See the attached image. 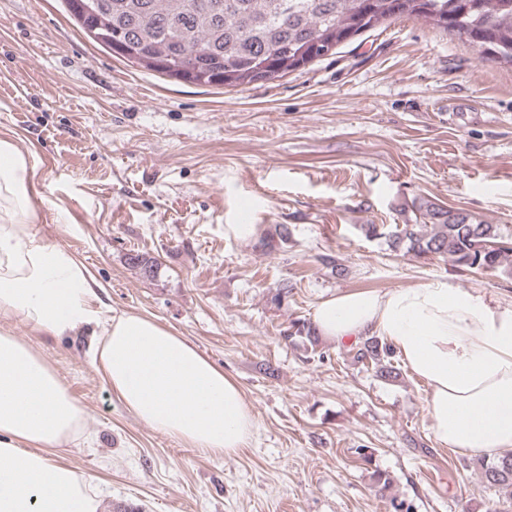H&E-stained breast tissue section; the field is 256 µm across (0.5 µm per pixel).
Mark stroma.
<instances>
[{"instance_id": "stroma-1", "label": "stroma", "mask_w": 512, "mask_h": 512, "mask_svg": "<svg viewBox=\"0 0 512 512\" xmlns=\"http://www.w3.org/2000/svg\"><path fill=\"white\" fill-rule=\"evenodd\" d=\"M0 137L36 164L33 230L84 262L112 310L195 345L254 416L235 453L202 455L123 407L87 336L1 321L81 406L82 436L54 459L96 485L100 512H512L511 490L435 441L421 379L385 380L346 343L309 358L281 337L345 290L445 280L512 303L510 275L363 231L404 223L422 197L512 230L511 66L403 18L281 78L196 86L98 48L62 0H0ZM236 224L258 232L241 240ZM273 224L287 247L263 243ZM137 254L155 274L131 266Z\"/></svg>"}]
</instances>
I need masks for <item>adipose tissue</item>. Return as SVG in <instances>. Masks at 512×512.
Here are the masks:
<instances>
[{
  "label": "adipose tissue",
  "mask_w": 512,
  "mask_h": 512,
  "mask_svg": "<svg viewBox=\"0 0 512 512\" xmlns=\"http://www.w3.org/2000/svg\"><path fill=\"white\" fill-rule=\"evenodd\" d=\"M34 192L27 159L0 138V319L53 338L91 331L92 362L129 412L206 454L240 448L254 418L237 384L153 319L106 308L84 263L32 232ZM313 323L339 345L366 336L389 343L428 386L440 445L489 458L512 451V304L432 280L337 293ZM82 432V409L55 369L1 331L0 512H98L95 486L50 457Z\"/></svg>",
  "instance_id": "1"
}]
</instances>
